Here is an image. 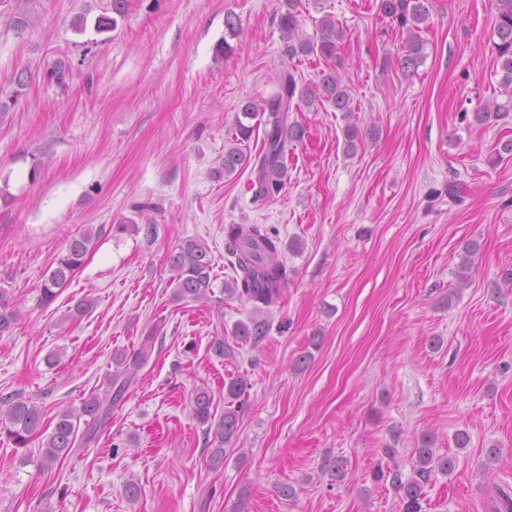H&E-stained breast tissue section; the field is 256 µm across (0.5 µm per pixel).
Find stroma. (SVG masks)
<instances>
[{"label":"stroma","mask_w":512,"mask_h":512,"mask_svg":"<svg viewBox=\"0 0 512 512\" xmlns=\"http://www.w3.org/2000/svg\"><path fill=\"white\" fill-rule=\"evenodd\" d=\"M108 6L0 0V287L18 313L0 335V399L27 398L50 416L76 410L114 371L115 351L150 334L154 350L97 440L63 464L45 467L39 441L19 448L0 434V512H399L391 476L412 477L425 433L457 465L424 485L422 512H496L512 495V159L494 155L512 118H472L512 98L493 50V0H429L425 57L411 74L380 0H301L306 36L327 14L346 32L338 61L352 118L378 134L349 157L343 113H290L304 137L288 144L287 184L268 201L255 200L250 171H216L246 98L271 95L283 66L306 82L326 68L284 55L285 0H130L115 30L97 31ZM60 60L72 67L65 89L45 77ZM453 183L462 197L449 196ZM228 224H269L302 243L282 253L290 280L268 336L229 361L210 345L252 311L224 293ZM89 226L100 238L43 304L49 267ZM187 239L213 259L203 302L175 301L169 284L168 255ZM469 247L462 286L455 271ZM84 298L93 309L70 319ZM239 374L248 399L215 467L190 400L205 388L223 414L224 384ZM491 447L501 453L486 475ZM336 459L341 481L325 472ZM284 484L295 499L279 494Z\"/></svg>","instance_id":"stroma-1"}]
</instances>
